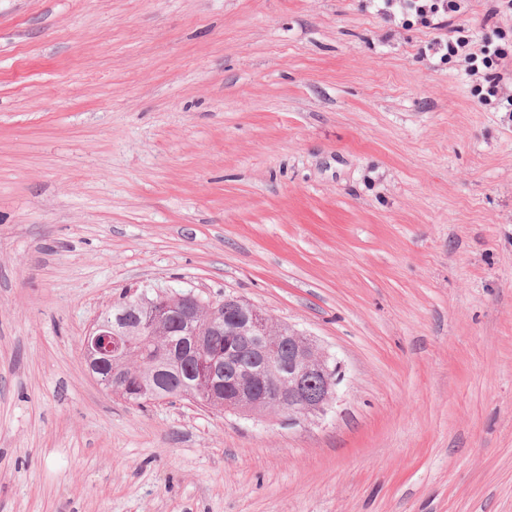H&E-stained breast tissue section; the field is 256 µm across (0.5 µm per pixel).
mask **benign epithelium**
<instances>
[{"label":"benign epithelium","instance_id":"benign-epithelium-1","mask_svg":"<svg viewBox=\"0 0 512 512\" xmlns=\"http://www.w3.org/2000/svg\"><path fill=\"white\" fill-rule=\"evenodd\" d=\"M236 297L203 302L189 292L179 297L182 318L194 323L203 310L209 311L206 326H225L224 335L237 337V354L252 360L262 357L257 369H247L235 377L226 390L224 411L252 415L276 410L299 423L323 414L336 400L339 366L303 333L272 320L259 308L248 305L236 309L229 325H224L221 308L229 307ZM121 332L112 313L96 319L83 340V354L90 375L105 389L121 383V375L103 370L100 358L120 348Z\"/></svg>","mask_w":512,"mask_h":512}]
</instances>
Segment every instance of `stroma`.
<instances>
[{
  "mask_svg": "<svg viewBox=\"0 0 512 512\" xmlns=\"http://www.w3.org/2000/svg\"><path fill=\"white\" fill-rule=\"evenodd\" d=\"M374 0H0V512H512V112ZM231 294L342 366L317 422L139 407L83 338Z\"/></svg>",
  "mask_w": 512,
  "mask_h": 512,
  "instance_id": "obj_1",
  "label": "stroma"
}]
</instances>
